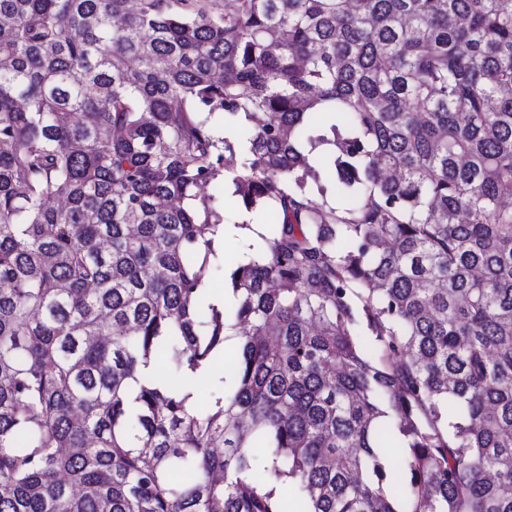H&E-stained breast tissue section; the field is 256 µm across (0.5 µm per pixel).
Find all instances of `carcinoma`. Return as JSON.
<instances>
[{"label":"carcinoma","instance_id":"1","mask_svg":"<svg viewBox=\"0 0 512 512\" xmlns=\"http://www.w3.org/2000/svg\"><path fill=\"white\" fill-rule=\"evenodd\" d=\"M0 512H512V9L0 0Z\"/></svg>","mask_w":512,"mask_h":512}]
</instances>
